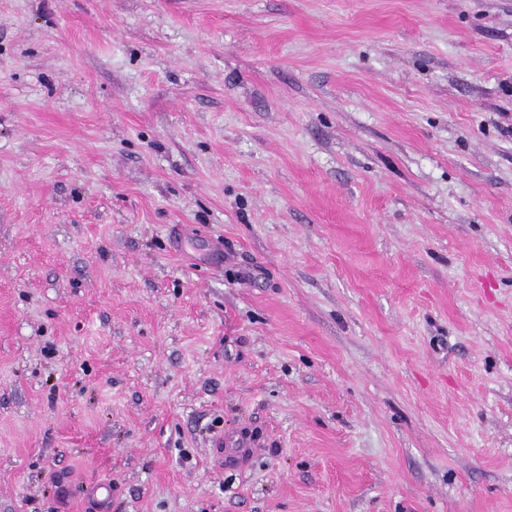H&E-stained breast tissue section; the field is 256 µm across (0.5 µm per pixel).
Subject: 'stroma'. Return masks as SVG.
<instances>
[{
  "mask_svg": "<svg viewBox=\"0 0 512 512\" xmlns=\"http://www.w3.org/2000/svg\"><path fill=\"white\" fill-rule=\"evenodd\" d=\"M99 480L512 512V0H0V512Z\"/></svg>",
  "mask_w": 512,
  "mask_h": 512,
  "instance_id": "35a3bbf8",
  "label": "stroma"
}]
</instances>
